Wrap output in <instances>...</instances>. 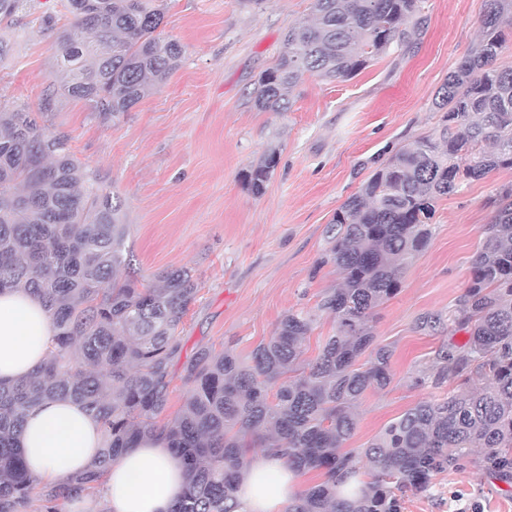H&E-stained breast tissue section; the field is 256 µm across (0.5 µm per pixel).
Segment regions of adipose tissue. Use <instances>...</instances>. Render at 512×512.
Wrapping results in <instances>:
<instances>
[{
  "label": "adipose tissue",
  "instance_id": "ef3b65f1",
  "mask_svg": "<svg viewBox=\"0 0 512 512\" xmlns=\"http://www.w3.org/2000/svg\"><path fill=\"white\" fill-rule=\"evenodd\" d=\"M52 350L53 330L42 301L20 290L0 292V381L31 374ZM19 444L31 474L56 484L85 468L102 434L81 406L58 400L28 414ZM298 482L285 458L263 455L240 482V512H283ZM185 484V470L165 443L144 440L111 463L98 495L108 512H170Z\"/></svg>",
  "mask_w": 512,
  "mask_h": 512
}]
</instances>
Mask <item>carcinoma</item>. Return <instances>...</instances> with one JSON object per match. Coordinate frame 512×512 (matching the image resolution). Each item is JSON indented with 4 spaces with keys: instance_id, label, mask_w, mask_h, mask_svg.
Wrapping results in <instances>:
<instances>
[{
    "instance_id": "carcinoma-1",
    "label": "carcinoma",
    "mask_w": 512,
    "mask_h": 512,
    "mask_svg": "<svg viewBox=\"0 0 512 512\" xmlns=\"http://www.w3.org/2000/svg\"><path fill=\"white\" fill-rule=\"evenodd\" d=\"M152 2L60 0L80 33L56 32L52 17L45 20L65 95L116 117L165 83L182 48L157 33L164 13ZM421 3L312 0L311 19L288 29L277 64L259 78L256 108L286 112L304 77L352 78L412 43ZM480 29L437 91L438 126L385 149L334 213L320 265L334 267L339 282L316 312L284 315L247 360L210 348L181 360V327L200 291L191 271L135 280L128 225L98 175L35 113L0 108V292L23 288L41 298L54 330L44 367L0 381V512H64L71 499L96 495L123 451L154 437L167 441L187 475L171 512H238L250 448H279L297 473L319 474L287 512H402L404 493L428 490L468 459L512 484V184L493 197L470 283L448 314L468 340L435 354L430 383L453 380V392L405 411L365 448H343L363 394L393 381L388 347L360 358L374 342L378 309L400 292L403 271L433 237L437 202L512 170V65L497 64L512 40V0H485ZM274 167L269 155L249 173L252 193H263ZM318 312L335 328L307 363L302 343ZM178 364L188 392L169 417ZM58 398L79 403L104 443L84 474L47 485L26 469L18 436L30 409ZM352 479L360 487L348 498L341 487Z\"/></svg>"
}]
</instances>
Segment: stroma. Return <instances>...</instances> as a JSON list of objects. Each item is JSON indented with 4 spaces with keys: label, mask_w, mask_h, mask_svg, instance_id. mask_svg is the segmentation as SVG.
<instances>
[{
    "label": "stroma",
    "mask_w": 512,
    "mask_h": 512,
    "mask_svg": "<svg viewBox=\"0 0 512 512\" xmlns=\"http://www.w3.org/2000/svg\"><path fill=\"white\" fill-rule=\"evenodd\" d=\"M310 4L163 0L160 33L183 47L164 85L116 119L61 94L44 114L45 127L69 135L76 159L120 199L136 276L149 281L187 268L197 279L181 331L185 355L211 347L249 358L288 311L316 309L337 279L319 263L333 214L384 148L437 126L434 97L476 43L484 8V0H423L415 44L376 57L350 80L306 79L291 111H259L257 79ZM49 16L59 27L71 24L57 0H29L0 21V106L39 110L57 69L43 25ZM271 153L272 176L263 194H253L247 176ZM509 183L512 170H499L439 200L429 247L373 322L376 344L392 351L394 379L365 392L348 447H366L391 419L453 390L420 378L436 350L465 343L467 334L450 324L429 333L418 322L447 314L464 293L489 201ZM475 503L480 512H512V486L470 463L437 476L427 491L406 493L402 512H469Z\"/></svg>",
    "instance_id": "35a3bbf8"
}]
</instances>
